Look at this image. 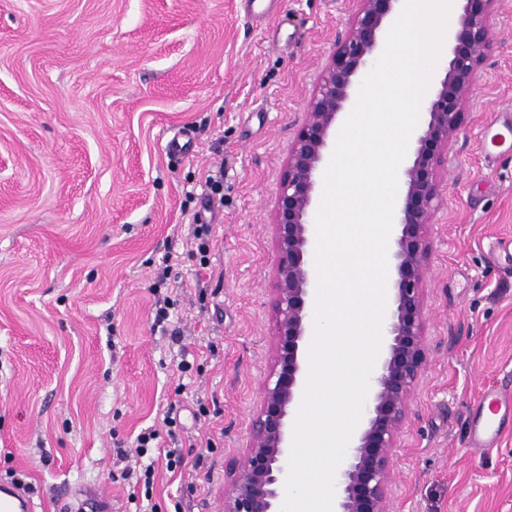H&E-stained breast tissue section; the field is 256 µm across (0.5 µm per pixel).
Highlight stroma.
I'll use <instances>...</instances> for the list:
<instances>
[{
  "instance_id": "obj_1",
  "label": "stroma",
  "mask_w": 512,
  "mask_h": 512,
  "mask_svg": "<svg viewBox=\"0 0 512 512\" xmlns=\"http://www.w3.org/2000/svg\"><path fill=\"white\" fill-rule=\"evenodd\" d=\"M353 8L271 0L259 25L244 0H0V482L24 475L36 512L78 490L222 512L270 370L288 146ZM492 24L429 229L392 512H512V412L469 439L486 391L512 399V152L486 139L512 121V0ZM146 430L148 485L125 475ZM499 433V423L494 417L479 416L472 420L470 439L474 448H485L496 440Z\"/></svg>"
}]
</instances>
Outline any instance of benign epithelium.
Returning <instances> with one entry per match:
<instances>
[{"instance_id": "benign-epithelium-1", "label": "benign epithelium", "mask_w": 512, "mask_h": 512, "mask_svg": "<svg viewBox=\"0 0 512 512\" xmlns=\"http://www.w3.org/2000/svg\"><path fill=\"white\" fill-rule=\"evenodd\" d=\"M347 33L309 102L307 122L288 148L273 215L276 334L272 367L245 451L228 468L224 512H280L286 495L290 413L303 400L302 347L313 335L317 175L330 131L352 101L382 45L400 0H355ZM450 31L451 56L434 97L420 109L421 125L397 192L390 284L392 308L382 322L379 351L364 405L346 454L336 469L335 512H390V448L426 363L424 282L433 245L428 226L440 197V171L464 124L468 94L492 49L490 20L501 0H458Z\"/></svg>"}]
</instances>
